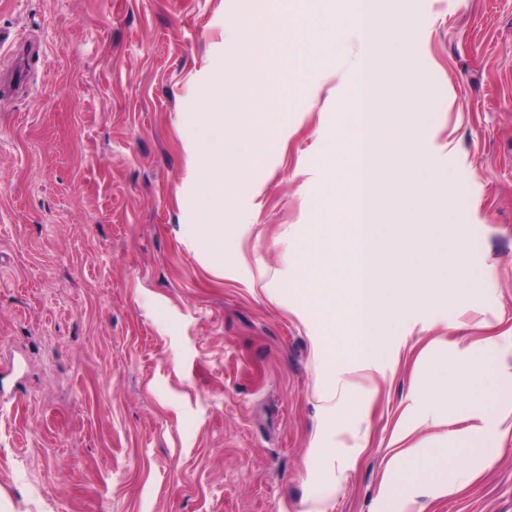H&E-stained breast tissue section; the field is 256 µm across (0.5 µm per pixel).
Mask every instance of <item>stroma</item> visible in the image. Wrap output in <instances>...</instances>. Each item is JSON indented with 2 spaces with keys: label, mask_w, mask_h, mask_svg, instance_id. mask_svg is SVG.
<instances>
[{
  "label": "stroma",
  "mask_w": 512,
  "mask_h": 512,
  "mask_svg": "<svg viewBox=\"0 0 512 512\" xmlns=\"http://www.w3.org/2000/svg\"><path fill=\"white\" fill-rule=\"evenodd\" d=\"M409 5L424 92L408 124L448 199L429 246L465 233L471 275L368 360L295 285L301 251L351 249L346 223H320L321 158L354 133L359 37L301 57V0L284 22L275 0H0V73L22 84L0 93V512H512V0ZM246 12L268 32L239 84ZM219 82L276 106L256 144L224 115L225 165L255 159L224 199L221 256L192 232ZM451 357L493 371L456 392ZM409 448L441 467L396 477ZM53 468L67 478L45 484Z\"/></svg>",
  "instance_id": "obj_1"
}]
</instances>
